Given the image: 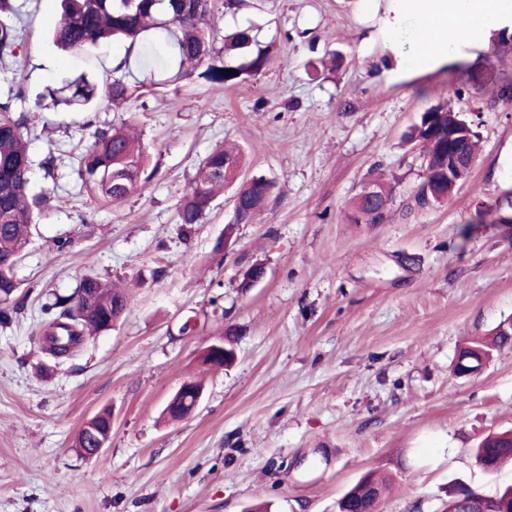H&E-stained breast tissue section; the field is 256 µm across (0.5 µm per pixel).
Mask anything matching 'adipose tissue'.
I'll list each match as a JSON object with an SVG mask.
<instances>
[{"label":"adipose tissue","mask_w":512,"mask_h":512,"mask_svg":"<svg viewBox=\"0 0 512 512\" xmlns=\"http://www.w3.org/2000/svg\"><path fill=\"white\" fill-rule=\"evenodd\" d=\"M512 21V0H386L380 32L397 70L423 74L458 60L459 45Z\"/></svg>","instance_id":"ef3b65f1"}]
</instances>
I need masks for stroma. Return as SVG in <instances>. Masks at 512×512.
<instances>
[{
	"mask_svg": "<svg viewBox=\"0 0 512 512\" xmlns=\"http://www.w3.org/2000/svg\"><path fill=\"white\" fill-rule=\"evenodd\" d=\"M11 2L22 46L0 63V104L27 113L35 189L50 201L16 266L21 308L0 323V512H337L370 471L392 480L378 512H442L456 486L512 485V465L487 472L472 457L482 436L512 429V347L455 372L468 341L512 319V101L495 85L512 51L485 40L463 65L393 74L375 0H213L214 27H252L272 62L226 90L195 76L158 88L131 62L151 181L110 205L76 168L81 124L118 113L73 112L48 93L87 70L111 80L125 50L61 52V0ZM443 100L474 122L480 149L448 202L422 209V150L405 136ZM225 142L273 195L253 223H235L226 192L181 228V197ZM375 168L394 187L388 216L349 223ZM488 208L506 223L480 221ZM255 265L266 276L250 285ZM87 275L124 284L127 310L60 363L43 348L41 306ZM219 342L235 360L212 369L203 355ZM189 379L204 386L199 407L166 419ZM105 408L111 438L84 458L75 438Z\"/></svg>",
	"mask_w": 512,
	"mask_h": 512,
	"instance_id": "obj_1",
	"label": "stroma"
}]
</instances>
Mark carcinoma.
Masks as SVG:
<instances>
[{
    "label": "carcinoma",
    "instance_id": "carcinoma-1",
    "mask_svg": "<svg viewBox=\"0 0 512 512\" xmlns=\"http://www.w3.org/2000/svg\"><path fill=\"white\" fill-rule=\"evenodd\" d=\"M211 0H63V14L52 32L54 43L62 50H75L101 43L125 42L141 47L145 66L152 74L165 76L171 84L194 75L217 89H226L265 69L271 61L268 47L257 46L250 27H238L224 33L223 45L215 49L216 36L210 27ZM20 45L17 28L0 19V61L15 60ZM204 71H198L202 64ZM127 60L113 69L112 81L100 84L88 73L68 79L59 89L64 103L81 108L104 106L116 109L133 95L123 70ZM230 74H225V71ZM464 116L443 104L424 110L411 128L409 138L422 145L424 167L431 172L429 181L416 190V202L425 207L441 204L453 195L448 182V119ZM27 117L13 115L0 106V322L9 318L19 289L15 268L30 241V227L37 212L46 203L43 194L31 185V158ZM91 143L78 161L77 174L83 185L99 193L107 202L119 204L133 192L144 191L150 177L144 175L146 156L126 120L108 128H95ZM245 169L244 153L235 146H222L202 162L199 176L183 195L178 207L182 224H198L224 189L234 188L239 202L236 224H248L259 214L274 189V183L262 175L239 180ZM347 220L353 224H378L374 208L352 197ZM127 308V295L117 285L96 277H84L68 296L53 295L43 306L54 313L44 322L64 351L73 355L86 337L112 330L110 322L121 318ZM512 342V337L495 332L490 343H478L463 349L457 369L480 351ZM473 458L486 471H494L512 458V431L496 432L482 439L473 449ZM387 481L368 475L337 502L338 512H376Z\"/></svg>",
    "mask_w": 512,
    "mask_h": 512
}]
</instances>
